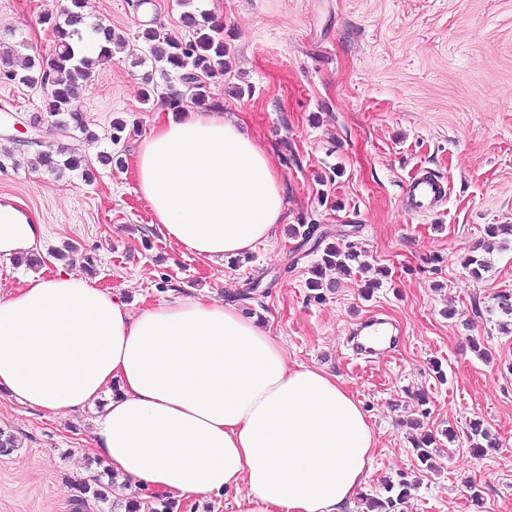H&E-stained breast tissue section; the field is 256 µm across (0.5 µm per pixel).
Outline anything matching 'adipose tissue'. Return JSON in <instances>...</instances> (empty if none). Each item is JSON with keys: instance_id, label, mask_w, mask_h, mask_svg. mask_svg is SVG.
<instances>
[{"instance_id": "ef3b65f1", "label": "adipose tissue", "mask_w": 512, "mask_h": 512, "mask_svg": "<svg viewBox=\"0 0 512 512\" xmlns=\"http://www.w3.org/2000/svg\"><path fill=\"white\" fill-rule=\"evenodd\" d=\"M164 237L208 261L254 250L288 219L258 140L219 109L164 112L134 158ZM36 217L0 197V257L40 245ZM54 416L99 399L93 452L127 484L243 512H344L375 460L360 401L211 297L131 311L86 277L37 271L0 297V394Z\"/></svg>"}]
</instances>
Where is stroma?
Instances as JSON below:
<instances>
[{
  "label": "stroma",
  "mask_w": 512,
  "mask_h": 512,
  "mask_svg": "<svg viewBox=\"0 0 512 512\" xmlns=\"http://www.w3.org/2000/svg\"><path fill=\"white\" fill-rule=\"evenodd\" d=\"M218 2L228 69L210 80L209 101L242 120L280 170L288 221L269 241L213 264L163 237L132 172L158 108L140 97L145 66L120 50L80 94L93 138L42 126L46 146L94 163L90 183L29 167L12 117L42 112L48 91L0 82V195L43 224L46 272L85 274L134 310L209 295L252 312L290 364L336 374L376 435L364 497L404 478L412 489L395 512H512V331L496 300L512 292V241L481 275L464 264L487 225L512 224V0ZM60 7L0 0V49L49 58L40 19ZM83 12L132 44L149 27L186 34L176 0H83ZM116 118L137 131L114 144ZM103 153L122 165L99 164ZM419 167L447 195L411 215L402 187ZM300 224L312 238L295 234ZM321 234L364 250L370 274L332 271V287L310 290ZM68 242L76 253L55 259ZM372 315L399 325L400 340L369 364L347 338ZM106 405L49 418L0 396V430L16 439L0 455V512H71L69 484L98 470L94 421ZM474 419L500 442L481 456L466 442ZM424 431L435 439L431 471L411 444Z\"/></svg>",
  "instance_id": "stroma-1"
}]
</instances>
